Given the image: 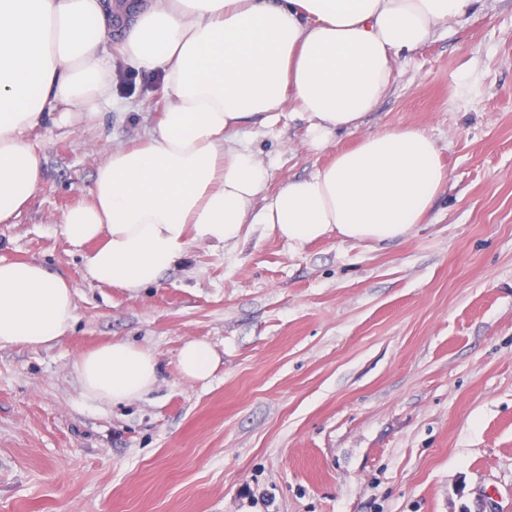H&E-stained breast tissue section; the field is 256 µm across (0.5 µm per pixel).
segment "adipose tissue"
Returning a JSON list of instances; mask_svg holds the SVG:
<instances>
[{
  "label": "adipose tissue",
  "instance_id": "adipose-tissue-1",
  "mask_svg": "<svg viewBox=\"0 0 512 512\" xmlns=\"http://www.w3.org/2000/svg\"><path fill=\"white\" fill-rule=\"evenodd\" d=\"M483 0H0V221L42 181L27 136L45 122H94L112 100V61L164 74L168 104L147 142L98 166L64 232L91 244L98 283L131 291L195 242L218 248L265 224L302 245L336 235L399 242L448 180L436 141L416 127L362 135L306 178L267 194V168L236 145L241 124H274L286 102L310 120L313 146L358 129L390 84L393 62ZM76 321L69 283L36 261L0 260V349L40 347ZM83 395L141 399L159 380L149 351L125 342L77 363Z\"/></svg>",
  "mask_w": 512,
  "mask_h": 512
}]
</instances>
